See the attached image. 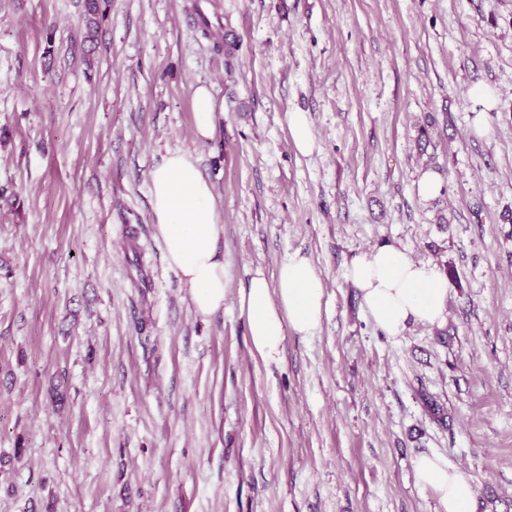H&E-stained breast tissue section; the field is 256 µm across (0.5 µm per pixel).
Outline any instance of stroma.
<instances>
[{
    "instance_id": "1",
    "label": "stroma",
    "mask_w": 512,
    "mask_h": 512,
    "mask_svg": "<svg viewBox=\"0 0 512 512\" xmlns=\"http://www.w3.org/2000/svg\"><path fill=\"white\" fill-rule=\"evenodd\" d=\"M108 3L86 47L85 0H0V512H441L432 452L512 512V0ZM175 150L223 228L205 318L152 221ZM386 243L447 274L443 325L375 326L345 270ZM296 253L322 322L270 362L240 292ZM217 118V103L210 87L197 86L194 91L193 121L198 136L211 138ZM288 125L291 138L299 151L304 154L311 152L314 147V140L305 114L302 112L289 113Z\"/></svg>"
}]
</instances>
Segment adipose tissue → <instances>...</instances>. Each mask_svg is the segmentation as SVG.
<instances>
[{
	"instance_id": "obj_1",
	"label": "adipose tissue",
	"mask_w": 512,
	"mask_h": 512,
	"mask_svg": "<svg viewBox=\"0 0 512 512\" xmlns=\"http://www.w3.org/2000/svg\"><path fill=\"white\" fill-rule=\"evenodd\" d=\"M150 202L168 266L187 288L199 315L224 305V255L218 247L214 186L191 153L172 151L150 173ZM346 279L360 292L374 324L398 337L409 324L439 325L446 319L448 281L430 263L392 244L376 247L347 267ZM324 284L308 259L292 255L275 279L255 270L241 294L253 348L275 359L288 333L312 335L320 326ZM418 485L430 490L443 512H473L476 490L468 474L438 454L414 462Z\"/></svg>"
}]
</instances>
